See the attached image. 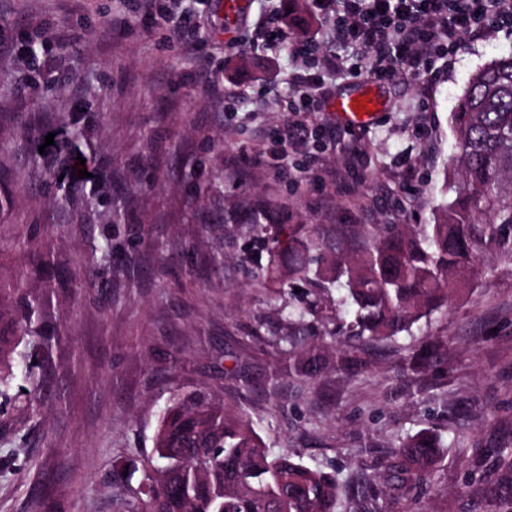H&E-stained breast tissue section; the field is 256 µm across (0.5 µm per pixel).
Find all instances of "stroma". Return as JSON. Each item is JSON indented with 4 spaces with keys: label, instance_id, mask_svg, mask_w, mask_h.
<instances>
[{
    "label": "stroma",
    "instance_id": "stroma-1",
    "mask_svg": "<svg viewBox=\"0 0 512 512\" xmlns=\"http://www.w3.org/2000/svg\"><path fill=\"white\" fill-rule=\"evenodd\" d=\"M182 4L201 26L191 59L167 38L173 0L150 14L137 0H0V282L22 279L40 298L34 328L50 339L46 428L0 416V512H121L115 458L150 456L171 389L202 385L231 406L249 395L267 447L345 483L384 470L400 438L442 430L444 471L416 498L374 485L385 512H507L496 452L512 445V265L489 264L448 310L368 346L369 372L289 376L276 413L268 339L287 316L253 278L269 256L241 207L266 205L270 224L292 233L316 226L326 249L340 224L432 223L456 154L449 114L478 68L512 55V27L464 38L432 73L374 83L384 102L374 125L339 127L327 147L301 145L292 129L283 150L264 133L285 125L296 42L344 57L337 90L370 82L352 74L357 49L333 37L334 0H249L229 36L217 0ZM269 20L279 45L261 27ZM208 79L233 92L231 112L207 100ZM62 117L80 131L69 153H35L33 131ZM79 156L92 182L52 178ZM236 157L244 171L230 168ZM329 168L348 171L346 185L323 181ZM299 288L291 303H315L302 335L351 334L343 288ZM438 337L448 341L438 368L403 369ZM176 350L187 365L174 376Z\"/></svg>",
    "mask_w": 512,
    "mask_h": 512
}]
</instances>
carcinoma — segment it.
Here are the masks:
<instances>
[{"label":"carcinoma","mask_w":512,"mask_h":512,"mask_svg":"<svg viewBox=\"0 0 512 512\" xmlns=\"http://www.w3.org/2000/svg\"><path fill=\"white\" fill-rule=\"evenodd\" d=\"M456 157L447 174L452 196L432 224L336 226V254L319 257L317 277L330 273L354 308L356 332L301 341L274 340L279 362H299L296 374L313 382L328 368L369 370L364 346L410 330L424 317L448 309L469 290L485 262L512 264V55L479 68L449 115ZM276 246L288 264L260 267L278 293L310 272L312 239L279 226ZM15 281L0 287V399L16 402L25 422L42 419L39 361L34 350L17 351L32 333L40 302ZM448 342L435 339L410 358L414 372L441 365ZM384 474L364 479L391 487L429 485L445 461L435 430L403 438L391 448ZM127 476L118 486L124 512H337L336 472L311 468L288 453L267 448L244 407L224 405L207 388L174 390L159 416L153 456L137 463L125 456Z\"/></svg>","instance_id":"carcinoma-1"}]
</instances>
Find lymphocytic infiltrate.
<instances>
[{"mask_svg": "<svg viewBox=\"0 0 512 512\" xmlns=\"http://www.w3.org/2000/svg\"><path fill=\"white\" fill-rule=\"evenodd\" d=\"M487 13L484 0H337L336 38L353 44L367 62V73L385 80L401 68L416 74L428 70L462 37L484 33ZM339 64L331 51L318 70L303 69L292 79L295 95L288 110L303 115L296 125L303 139L330 136L322 117L333 93L326 78Z\"/></svg>", "mask_w": 512, "mask_h": 512, "instance_id": "obj_1", "label": "lymphocytic infiltrate"}]
</instances>
